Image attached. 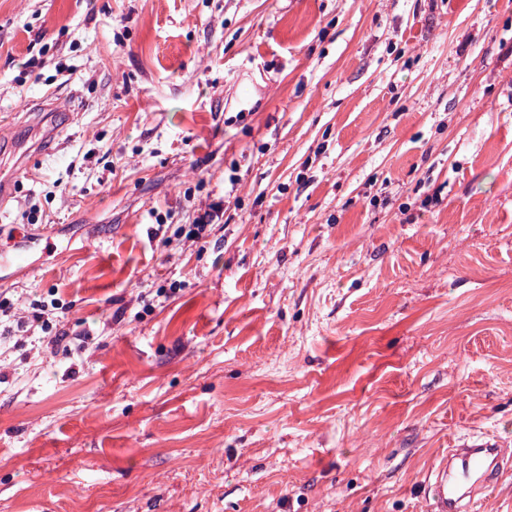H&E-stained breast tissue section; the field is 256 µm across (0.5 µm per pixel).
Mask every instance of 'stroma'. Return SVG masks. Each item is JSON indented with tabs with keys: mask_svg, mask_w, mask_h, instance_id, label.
Listing matches in <instances>:
<instances>
[{
	"mask_svg": "<svg viewBox=\"0 0 512 512\" xmlns=\"http://www.w3.org/2000/svg\"><path fill=\"white\" fill-rule=\"evenodd\" d=\"M1 115L0 300L91 338H0V512H426L512 433V0H0Z\"/></svg>",
	"mask_w": 512,
	"mask_h": 512,
	"instance_id": "35a3bbf8",
	"label": "stroma"
}]
</instances>
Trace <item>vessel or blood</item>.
I'll list each match as a JSON object with an SVG mask.
<instances>
[{
  "instance_id": "vessel-or-blood-1",
  "label": "vessel or blood",
  "mask_w": 512,
  "mask_h": 512,
  "mask_svg": "<svg viewBox=\"0 0 512 512\" xmlns=\"http://www.w3.org/2000/svg\"><path fill=\"white\" fill-rule=\"evenodd\" d=\"M512 466V441L497 434L464 439L432 468L433 512H481L499 474Z\"/></svg>"
}]
</instances>
